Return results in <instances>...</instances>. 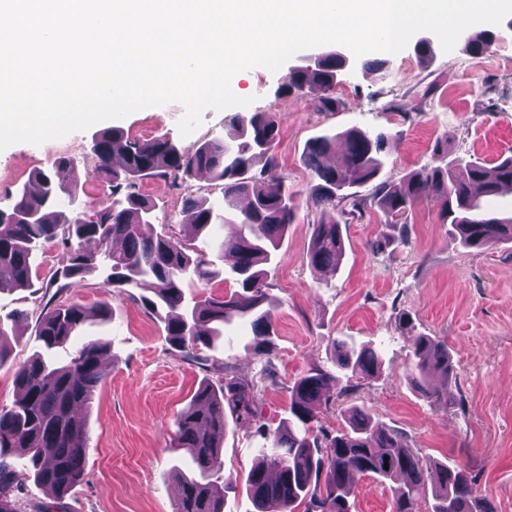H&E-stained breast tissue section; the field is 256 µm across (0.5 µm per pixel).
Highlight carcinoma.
<instances>
[{
  "label": "carcinoma",
  "mask_w": 512,
  "mask_h": 512,
  "mask_svg": "<svg viewBox=\"0 0 512 512\" xmlns=\"http://www.w3.org/2000/svg\"><path fill=\"white\" fill-rule=\"evenodd\" d=\"M492 46L493 32L484 31L468 37L464 51L480 57ZM347 63L339 52H321L309 64L290 68L281 91L301 92L316 110L334 112L338 100L332 91ZM278 138L277 120L264 112L234 117L226 138L206 140L190 151L164 138L139 141L120 127H108L97 135L91 154L94 171L111 183L109 204L82 203L77 183L37 171L12 210H0V287H29L32 253L41 243L55 241L62 247L64 278L96 275L114 288L150 292L142 300L165 312L171 345L215 375L214 383L204 379L175 421V446L189 451L195 465L182 476L175 512H221L211 476L224 436L225 410L247 428L258 420V385L234 375L225 362L202 357L200 350L224 335V325L234 319L253 329L257 354H264L270 343L272 297L264 265L294 216V192L278 174ZM343 138V155L334 164L324 162L334 149L329 136L312 140L302 157L314 181L311 198L321 213L308 252L316 270L336 269L344 254L336 203L350 198L355 208L365 204L355 189L377 178L387 141L382 132L357 129L346 131ZM200 172L208 173L222 190L224 205L207 204L192 192L191 182ZM148 176H171L184 187L181 213L197 231L214 224L234 228L221 247L234 255L230 272L236 290L220 298L204 291L186 298L184 283L206 285L215 272L192 244L153 231V206L138 191L139 180ZM507 186L512 188V155L490 166L454 161L412 171L398 186L377 184L373 201L385 217L394 219L435 199L463 247L492 249L512 242V217L500 218L491 210L492 199ZM89 241L97 243L98 251L85 248ZM88 316L78 303L52 308L43 314L38 336L47 349L59 347ZM336 348L334 368L316 366L288 387V423L267 430L270 447L247 476L259 512L272 505L279 512H296L301 505L304 512H352L350 497L358 475L399 480L392 512H416L419 488L427 478L434 482L430 512H493L465 468L425 460L407 447L402 435L360 409L351 411L346 432L318 426L319 414L330 407L326 390L340 380L337 372L373 378L382 366L371 343L354 347L338 341ZM107 355L103 341L89 339L63 365L36 356L13 366L16 396L11 405L0 407V512H19L15 491L24 474L4 461L12 450L27 457L37 482L58 499L38 512H60L61 499L84 481L85 412L106 378ZM412 356L411 385L433 404L448 402L447 384L454 376L448 341L417 335ZM437 378L444 386L434 384Z\"/></svg>",
  "instance_id": "cac0c4a2"
}]
</instances>
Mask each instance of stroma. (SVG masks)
Returning a JSON list of instances; mask_svg holds the SVG:
<instances>
[{
	"label": "stroma",
	"mask_w": 512,
	"mask_h": 512,
	"mask_svg": "<svg viewBox=\"0 0 512 512\" xmlns=\"http://www.w3.org/2000/svg\"><path fill=\"white\" fill-rule=\"evenodd\" d=\"M495 31V44L481 57L458 44L448 53L435 49L423 63L409 45L389 56L380 73L366 68L363 58H350L337 77L333 94L340 105L333 112L317 111L301 94L280 90L289 67L306 63V50L288 67L274 73L257 68L239 81L243 96L252 100L249 112L270 113L279 123L276 153L279 172L296 193L294 220L266 267L275 300L267 354L255 355L256 337L236 323L227 326V340H215L201 354L263 382L261 410L274 428L288 418L289 386L312 367L330 366L336 340L380 345L381 375L341 378L348 393L321 416V426L345 430L347 411L363 410L401 433L420 456L463 465L495 512H512V243L489 250L463 247L433 200L417 205L403 226L385 223L377 207L357 210L345 200L336 212L345 254L337 270H314L307 251L319 210L301 161L310 139L356 127L387 134L378 179L388 184L455 158L494 163L512 148V29L502 23ZM236 113L233 107L206 110L200 127L186 137L178 129L184 108L176 102L139 110L117 125L130 135L150 127L151 138L164 137L187 150L223 138ZM95 133L91 127L62 140L1 150L0 210L12 209L32 171L57 173L64 157L77 162L66 177L77 181L82 199L109 200L110 185L92 171ZM440 139L447 141V153H435ZM139 190L154 205L156 226L204 253L216 273L210 292H231L232 283L223 277L229 262L219 250L224 229L199 234L186 224L182 191L171 179L144 178ZM61 266L60 247L44 243L32 262L31 286L0 290V317L24 314L6 340L10 363L0 368V406L15 398L13 365L44 351L61 365L83 339L107 342V377L86 414V478L67 494V512H174L188 461L171 438L204 373L170 345L163 314L142 303L141 290L113 289L89 277L61 291L51 283ZM70 303L102 305L108 314L92 317L65 346L46 350L37 336L42 310ZM404 312L413 319V332L448 342L456 381L448 387L447 407L429 403L409 383V333L398 321ZM268 376L276 385L265 384ZM261 444L251 430L227 420L213 471L224 491V512H255L245 478ZM394 488L390 480L356 477V512H391Z\"/></svg>",
	"instance_id": "35a3bbf8"
}]
</instances>
